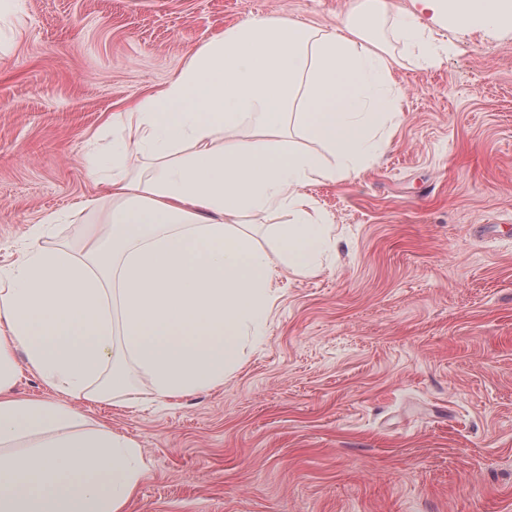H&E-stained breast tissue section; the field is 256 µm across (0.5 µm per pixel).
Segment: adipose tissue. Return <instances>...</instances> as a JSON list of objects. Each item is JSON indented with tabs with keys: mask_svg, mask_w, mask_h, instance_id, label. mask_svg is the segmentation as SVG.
I'll return each instance as SVG.
<instances>
[{
	"mask_svg": "<svg viewBox=\"0 0 512 512\" xmlns=\"http://www.w3.org/2000/svg\"><path fill=\"white\" fill-rule=\"evenodd\" d=\"M419 2L458 29L512 23V0ZM387 27L425 64L444 51L388 0H349L330 29L252 17L113 115L112 151L92 162L96 193L74 209L87 219L82 252L30 242L0 285V512H123L144 471L123 434L87 427L68 404L15 396V350L68 395H126L131 363L156 397L186 396L238 368L278 267L318 270L332 227L303 188L359 173L381 152L403 95ZM282 211L289 222L262 236L245 227Z\"/></svg>",
	"mask_w": 512,
	"mask_h": 512,
	"instance_id": "1",
	"label": "adipose tissue"
}]
</instances>
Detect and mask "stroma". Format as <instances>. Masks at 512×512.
I'll return each instance as SVG.
<instances>
[{"label": "stroma", "mask_w": 512, "mask_h": 512, "mask_svg": "<svg viewBox=\"0 0 512 512\" xmlns=\"http://www.w3.org/2000/svg\"><path fill=\"white\" fill-rule=\"evenodd\" d=\"M349 0H23L0 38V278L46 223L94 191L90 141L225 28L285 15L328 29ZM447 51L392 42L397 103L382 153L307 186L334 247L280 271L268 318L222 386L142 401L74 400L88 427L141 448L125 512H512V27L454 29Z\"/></svg>", "instance_id": "stroma-1"}]
</instances>
